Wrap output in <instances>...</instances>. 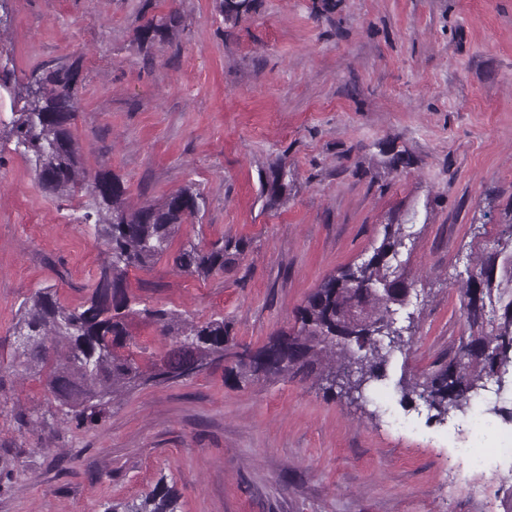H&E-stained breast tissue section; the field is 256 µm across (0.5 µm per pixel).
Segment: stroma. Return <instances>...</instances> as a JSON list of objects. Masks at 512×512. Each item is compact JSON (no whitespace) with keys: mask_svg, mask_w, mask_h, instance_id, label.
I'll list each match as a JSON object with an SVG mask.
<instances>
[{"mask_svg":"<svg viewBox=\"0 0 512 512\" xmlns=\"http://www.w3.org/2000/svg\"><path fill=\"white\" fill-rule=\"evenodd\" d=\"M225 21L222 0H0V512H101L160 482L176 512H507L512 385L482 392L490 432L480 467L462 463L471 413L438 421L399 381L436 369L465 334L461 284L477 256L512 239V0H257ZM181 24L139 46L147 20ZM79 61L71 125L88 174L109 170L129 210L181 187L207 206L172 246L237 244L200 278L165 257L129 269L147 306L223 315L235 350L286 334L307 297L368 260L388 224L411 286L391 355L365 400L318 378L238 382L225 363L122 393L98 422L51 417L41 376L12 368L24 298L57 289L80 306L105 246L85 193L46 194L9 135L31 74ZM288 187L269 201L273 170ZM141 364L170 338L129 322ZM500 413H493V406ZM44 425L26 424L32 414Z\"/></svg>","mask_w":512,"mask_h":512,"instance_id":"1","label":"stroma"}]
</instances>
